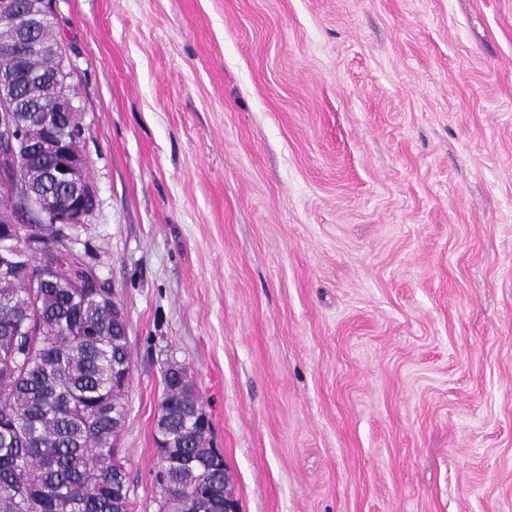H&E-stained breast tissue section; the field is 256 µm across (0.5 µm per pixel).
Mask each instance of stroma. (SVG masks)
Returning <instances> with one entry per match:
<instances>
[{"instance_id":"stroma-1","label":"stroma","mask_w":512,"mask_h":512,"mask_svg":"<svg viewBox=\"0 0 512 512\" xmlns=\"http://www.w3.org/2000/svg\"><path fill=\"white\" fill-rule=\"evenodd\" d=\"M155 512L166 362L241 512H512V0H56Z\"/></svg>"}]
</instances>
